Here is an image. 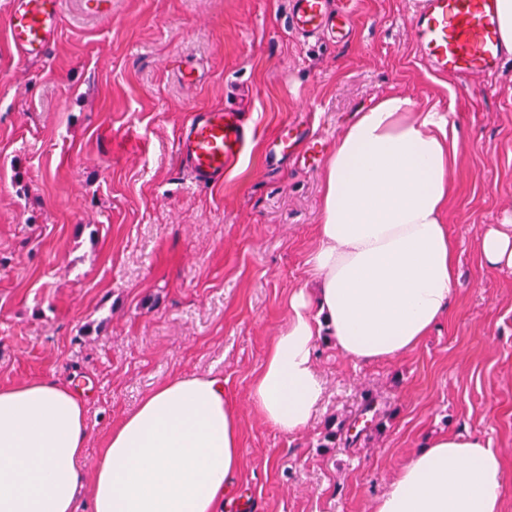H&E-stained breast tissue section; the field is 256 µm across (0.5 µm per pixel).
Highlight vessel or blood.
<instances>
[{
	"label": "vessel or blood",
	"instance_id": "b4317fda",
	"mask_svg": "<svg viewBox=\"0 0 512 512\" xmlns=\"http://www.w3.org/2000/svg\"><path fill=\"white\" fill-rule=\"evenodd\" d=\"M355 0H288L285 25L308 40H351ZM64 0H8L7 43L18 60L46 58L56 45ZM416 58L435 74L462 83L485 81L501 69L507 51L499 38L496 0H412ZM252 140L242 112L200 109L181 126L178 149L195 183L223 182Z\"/></svg>",
	"mask_w": 512,
	"mask_h": 512
}]
</instances>
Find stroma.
<instances>
[{"label": "stroma", "mask_w": 512, "mask_h": 512, "mask_svg": "<svg viewBox=\"0 0 512 512\" xmlns=\"http://www.w3.org/2000/svg\"><path fill=\"white\" fill-rule=\"evenodd\" d=\"M0 0V384L78 381L96 463L107 429L159 382L215 375L240 409L233 485L256 512H372L435 436L471 433L502 460L512 512V269L487 270L484 230L512 224V57L466 86L419 63L408 0H357L354 38L305 42L288 0H66L55 52L14 58ZM194 67L187 85L179 71ZM399 94L452 112L459 157L444 222L457 243L447 318L404 355L360 364L317 341L320 405L287 435L249 391L317 247L326 152L355 113ZM232 107L254 142L222 184H192L189 112ZM322 131V153L282 149ZM375 399L363 410L365 395ZM382 427H375V417ZM353 444L331 442L338 422Z\"/></svg>", "instance_id": "35a3bbf8"}]
</instances>
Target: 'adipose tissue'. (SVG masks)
Segmentation results:
<instances>
[{
	"instance_id": "ef3b65f1",
	"label": "adipose tissue",
	"mask_w": 512,
	"mask_h": 512,
	"mask_svg": "<svg viewBox=\"0 0 512 512\" xmlns=\"http://www.w3.org/2000/svg\"><path fill=\"white\" fill-rule=\"evenodd\" d=\"M456 130L433 109L390 94L357 112L325 167L313 289L288 299L251 390L253 410L285 434L304 429L322 395L314 347L321 332L368 364L415 349L447 315L456 243L443 222L458 159ZM488 270L512 269V225L479 240ZM86 400L73 383L0 386V512H224L242 462L239 409L224 381L159 383L104 436L92 469ZM505 471L477 436L430 439L397 474L374 512H505Z\"/></svg>"
}]
</instances>
